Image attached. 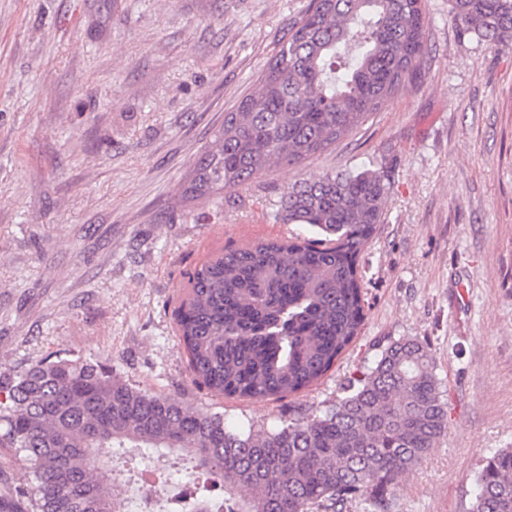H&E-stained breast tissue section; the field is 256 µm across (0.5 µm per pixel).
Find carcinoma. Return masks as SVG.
<instances>
[{"instance_id": "obj_1", "label": "carcinoma", "mask_w": 512, "mask_h": 512, "mask_svg": "<svg viewBox=\"0 0 512 512\" xmlns=\"http://www.w3.org/2000/svg\"><path fill=\"white\" fill-rule=\"evenodd\" d=\"M463 36L512 42V0H449ZM424 0H310L252 90L202 151L183 196L215 198L256 175L302 164L360 127L421 71ZM385 178L325 174L284 193L277 219L314 240L226 248L189 276L178 335L194 381L243 399H283L323 377L364 321L358 257L384 221ZM447 411L423 342L388 344L324 413L239 430L224 415L122 382L96 360L31 364L0 384V448L32 473L19 512H116L114 449L188 456L194 512H327L417 467ZM246 488L238 501L234 490ZM470 512H512V448L484 459Z\"/></svg>"}]
</instances>
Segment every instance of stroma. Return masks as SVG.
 I'll return each instance as SVG.
<instances>
[{
    "label": "stroma",
    "mask_w": 512,
    "mask_h": 512,
    "mask_svg": "<svg viewBox=\"0 0 512 512\" xmlns=\"http://www.w3.org/2000/svg\"><path fill=\"white\" fill-rule=\"evenodd\" d=\"M309 0H0V383L93 358L134 386L272 427L334 403L390 342L428 345L447 430L388 512H470L512 448V44L462 37L426 0L422 73L347 137L185 200L195 161ZM370 168L386 218L359 257L360 334L313 386L243 400L197 386L175 310L215 252L309 237L284 190Z\"/></svg>",
    "instance_id": "stroma-1"
}]
</instances>
